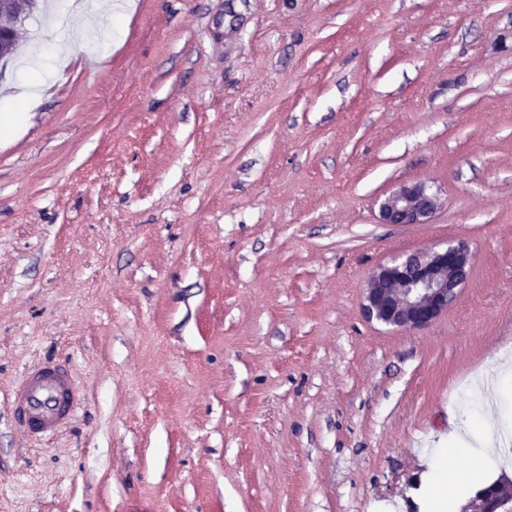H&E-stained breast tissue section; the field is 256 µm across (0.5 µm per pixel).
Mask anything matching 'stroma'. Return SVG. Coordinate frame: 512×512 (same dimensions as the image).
I'll list each match as a JSON object with an SVG mask.
<instances>
[{"mask_svg": "<svg viewBox=\"0 0 512 512\" xmlns=\"http://www.w3.org/2000/svg\"><path fill=\"white\" fill-rule=\"evenodd\" d=\"M89 2L0 65V512H422L512 356V0ZM419 182L427 223H380ZM451 240L447 312L364 318ZM45 360L84 402L37 444L10 391ZM471 269V252L462 243L403 254L373 272L362 313L368 322L394 331L425 328L448 310Z\"/></svg>", "mask_w": 512, "mask_h": 512, "instance_id": "stroma-1", "label": "stroma"}]
</instances>
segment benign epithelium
<instances>
[{"label":"benign epithelium","instance_id":"benign-epithelium-1","mask_svg":"<svg viewBox=\"0 0 512 512\" xmlns=\"http://www.w3.org/2000/svg\"><path fill=\"white\" fill-rule=\"evenodd\" d=\"M33 13L32 0H0V61L12 54L18 24ZM439 206L423 184L402 185L379 206L384 224H424ZM472 269V255L462 243L414 251L382 264L362 297L367 321L394 331H414L432 324L456 298ZM512 484L492 483L478 490L464 512H512Z\"/></svg>","mask_w":512,"mask_h":512}]
</instances>
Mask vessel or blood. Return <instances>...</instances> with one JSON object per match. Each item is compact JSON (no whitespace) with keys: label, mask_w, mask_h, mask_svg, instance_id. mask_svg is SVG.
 <instances>
[{"label":"vessel or blood","mask_w":512,"mask_h":512,"mask_svg":"<svg viewBox=\"0 0 512 512\" xmlns=\"http://www.w3.org/2000/svg\"><path fill=\"white\" fill-rule=\"evenodd\" d=\"M18 390L22 399L18 422L39 440L57 433L64 425L66 412L82 402L70 373L51 364L31 370Z\"/></svg>","instance_id":"1"}]
</instances>
